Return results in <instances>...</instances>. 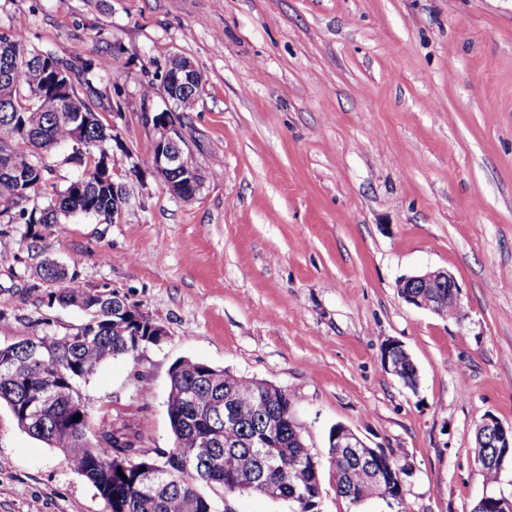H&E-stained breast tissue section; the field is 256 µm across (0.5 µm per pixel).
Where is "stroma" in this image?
<instances>
[{"instance_id":"35a3bbf8","label":"stroma","mask_w":512,"mask_h":512,"mask_svg":"<svg viewBox=\"0 0 512 512\" xmlns=\"http://www.w3.org/2000/svg\"><path fill=\"white\" fill-rule=\"evenodd\" d=\"M93 63L79 94L110 125L121 219L0 256V345L84 320L47 307L31 269L53 258L136 302L163 339L106 361L78 389L93 421L173 446L170 369L192 359L265 379L292 400L320 462L321 512H350L329 464L332 425L404 467L409 512L512 498V460L487 481L485 415L512 426V0H0V33ZM203 75L183 134L202 174L176 197L150 163L146 113L170 109V55ZM58 148L39 203L81 177ZM444 269L459 309L407 303L402 277ZM402 342L409 388L383 364ZM105 512L62 454L0 406V512ZM404 345L398 341V340H389L383 345V351H384V362L386 367L395 374L397 372L398 368L399 371L397 373V377L402 380V382L410 387L415 388L416 386V366L411 358L410 354L407 352L406 349H404L399 355H398V363L399 366H395L391 362V351L398 348H403Z\"/></svg>"}]
</instances>
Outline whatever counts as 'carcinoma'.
<instances>
[{
    "mask_svg": "<svg viewBox=\"0 0 512 512\" xmlns=\"http://www.w3.org/2000/svg\"><path fill=\"white\" fill-rule=\"evenodd\" d=\"M73 72L74 65L30 46L20 34H0V217H8L0 228V242H11L13 224L25 225L26 236L36 242L45 230L65 233L64 219L72 215L112 223V181L97 179L92 171L109 153L114 136L97 120L82 132L84 150L68 156L85 167L83 176L44 205L29 207L19 195L21 189L26 196L36 194L46 181V156L72 144L77 118L92 114L74 85ZM202 80L197 72L187 88H178L181 109H194ZM31 278L33 288L58 284L54 303L76 307L87 319L64 335L44 329L22 343L4 346L0 404L9 408L20 428L62 453L66 464L96 488L107 512H215L212 499L199 487L205 485L222 497L233 480L244 492L288 501L304 512L320 501L319 462L306 443L293 438L290 396L282 388L269 390L268 380L239 377L190 359L176 361L167 401L174 445L163 453L162 463L141 449L138 435L123 422L104 421L92 430L76 382L92 377L109 359L133 356L141 347L158 343L159 337L146 325L137 327L112 315V308L121 306L116 294L104 296L93 307L79 305L84 283L52 260L33 270ZM399 293L418 296L442 315L450 314L446 290L401 288ZM398 363L397 377L415 387L416 366L410 354L402 351ZM230 395L239 402L238 425L226 428L218 404ZM31 403L36 406L33 416L27 415ZM274 416L281 425L272 437L277 457L271 459L259 441ZM329 448L336 495L354 512H363L374 498L397 507L396 512H407L403 495L380 493L379 482L394 487L402 482L405 469L396 460L372 466L363 448L348 450L332 443ZM502 452L497 436L477 434V459L486 475H497ZM186 459L193 465L185 467Z\"/></svg>",
    "mask_w": 512,
    "mask_h": 512,
    "instance_id": "carcinoma-1",
    "label": "carcinoma"
}]
</instances>
